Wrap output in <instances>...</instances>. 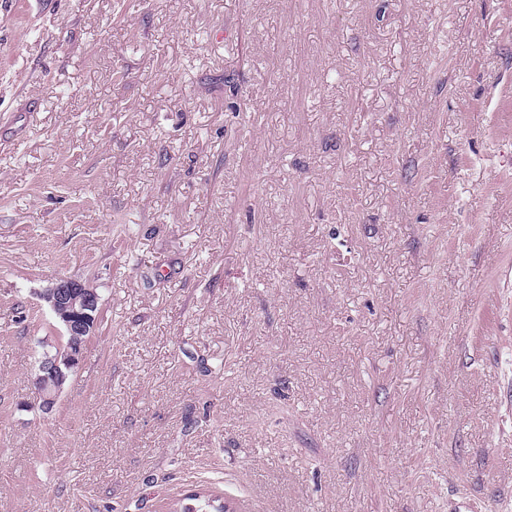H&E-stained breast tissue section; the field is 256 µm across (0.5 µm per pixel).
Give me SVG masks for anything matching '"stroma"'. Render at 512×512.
Returning a JSON list of instances; mask_svg holds the SVG:
<instances>
[{
    "instance_id": "1",
    "label": "stroma",
    "mask_w": 512,
    "mask_h": 512,
    "mask_svg": "<svg viewBox=\"0 0 512 512\" xmlns=\"http://www.w3.org/2000/svg\"><path fill=\"white\" fill-rule=\"evenodd\" d=\"M190 490L512 512V0H0V512ZM82 281L60 277L40 298L50 309L66 338L92 336L97 328L98 293L86 289ZM83 358L81 344L68 342L57 348L56 354H46L39 362L38 372L33 380L40 407L45 412L52 411L64 389L68 376L80 366Z\"/></svg>"
}]
</instances>
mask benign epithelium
<instances>
[{
  "instance_id": "1",
  "label": "benign epithelium",
  "mask_w": 512,
  "mask_h": 512,
  "mask_svg": "<svg viewBox=\"0 0 512 512\" xmlns=\"http://www.w3.org/2000/svg\"><path fill=\"white\" fill-rule=\"evenodd\" d=\"M40 298L50 309L62 336H91L95 333L98 294L86 289L82 281L60 277L40 294ZM82 358L81 346L70 343L59 346L56 354H47L39 362L33 384L43 411H52L66 379L79 368Z\"/></svg>"
}]
</instances>
